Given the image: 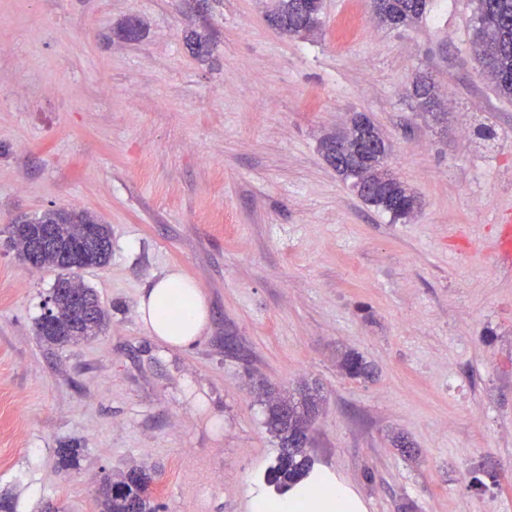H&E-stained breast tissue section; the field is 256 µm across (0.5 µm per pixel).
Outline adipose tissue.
<instances>
[{"instance_id": "adipose-tissue-1", "label": "adipose tissue", "mask_w": 512, "mask_h": 512, "mask_svg": "<svg viewBox=\"0 0 512 512\" xmlns=\"http://www.w3.org/2000/svg\"><path fill=\"white\" fill-rule=\"evenodd\" d=\"M139 314L152 335L172 348L191 349L203 336L210 320L208 305L199 285L169 272L151 279L142 288ZM328 476H310L291 490L288 497L271 500L256 497L254 512H350L351 496L342 486H329Z\"/></svg>"}]
</instances>
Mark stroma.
I'll return each instance as SVG.
<instances>
[{
    "instance_id": "1",
    "label": "stroma",
    "mask_w": 512,
    "mask_h": 512,
    "mask_svg": "<svg viewBox=\"0 0 512 512\" xmlns=\"http://www.w3.org/2000/svg\"><path fill=\"white\" fill-rule=\"evenodd\" d=\"M270 6L0 0V493L13 512H95L104 476L133 465L153 475L156 512H252L278 452L266 396L305 386L320 398L314 469L355 512H512V266L495 249L512 221V98L475 58L477 0H431L398 30L369 0L353 13L322 0L320 27L294 36ZM195 33L209 56L192 54ZM420 76L444 123L415 109ZM358 113L421 202L409 221L364 202L323 154ZM54 206L109 224L112 253L80 273L107 330L50 350L36 323L57 273L5 241L15 216ZM170 271L210 310L187 352L138 314L145 282ZM348 353L372 378L345 374ZM72 443L83 454L66 470L56 450Z\"/></svg>"
}]
</instances>
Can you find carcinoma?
Listing matches in <instances>:
<instances>
[{
	"label": "carcinoma",
	"mask_w": 512,
	"mask_h": 512,
	"mask_svg": "<svg viewBox=\"0 0 512 512\" xmlns=\"http://www.w3.org/2000/svg\"><path fill=\"white\" fill-rule=\"evenodd\" d=\"M298 0H277L270 19L285 14L292 32L310 30V24L320 25L321 5H316L304 16L297 8ZM430 0H379L376 13L381 21L393 28L406 27L427 18ZM476 40L492 50L485 75L503 94L512 95V0H488L487 10L477 9ZM412 96L417 106L431 111L434 103V85L424 79L413 83ZM22 237L39 245L38 265L60 271L56 280L54 314L46 321L39 319L37 336L50 348L64 347L72 342L90 340L109 324L108 312L100 305L94 291L75 280L82 269L105 266L111 254L108 225L87 210L51 208L33 217L21 218ZM53 230L46 238L47 230ZM342 368L353 377H367L366 362L355 354H347ZM317 404L303 398L296 404L270 396L266 403V426L278 440L276 463L265 475L266 483L283 493L313 471L307 453L311 416ZM60 462L74 468L79 464L82 449L67 444L57 449ZM153 482L151 473L136 466L116 474L102 486L99 493V512H129L137 503L139 512H155L150 496Z\"/></svg>",
	"instance_id": "carcinoma-1"
}]
</instances>
